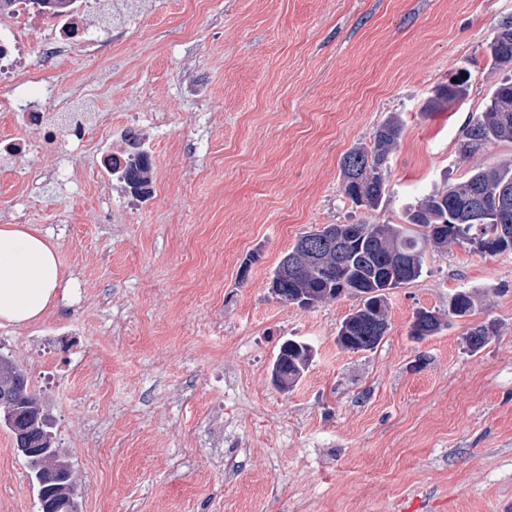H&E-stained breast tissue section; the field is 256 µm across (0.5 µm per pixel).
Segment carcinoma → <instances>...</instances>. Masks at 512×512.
I'll use <instances>...</instances> for the list:
<instances>
[{
	"mask_svg": "<svg viewBox=\"0 0 512 512\" xmlns=\"http://www.w3.org/2000/svg\"><path fill=\"white\" fill-rule=\"evenodd\" d=\"M491 70L512 68V23L499 19L486 43ZM471 78L457 73L439 85L426 110L442 112L465 99ZM403 122L391 113L375 130L370 144L352 146L340 172L343 194L355 207L376 210L389 198V162L398 147ZM512 143V76L501 78L484 107L472 115L459 143L460 159L468 164L461 180L424 195L409 207L401 224H327L299 236L274 270L271 287L283 304L308 301L316 307L351 297L357 304L341 322L337 343L353 352L370 351L388 329L390 291L424 272L426 248L446 250L466 245L482 255L512 250V156L495 164L480 160L485 148ZM479 300L473 289L448 296V315L421 308L410 335L420 340L440 333L451 320L470 315ZM491 328L477 326L465 340L471 351L489 341ZM304 341H285L272 367L273 384L285 391L294 386L312 361ZM12 374L18 383L0 389V424L11 432L17 452L37 485V512H78L72 470L63 449L56 446L52 422L28 377L9 357L0 354V376Z\"/></svg>",
	"mask_w": 512,
	"mask_h": 512,
	"instance_id": "obj_1",
	"label": "carcinoma"
}]
</instances>
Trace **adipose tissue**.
<instances>
[{"label": "adipose tissue", "mask_w": 512, "mask_h": 512, "mask_svg": "<svg viewBox=\"0 0 512 512\" xmlns=\"http://www.w3.org/2000/svg\"><path fill=\"white\" fill-rule=\"evenodd\" d=\"M50 235L32 224L0 225V324L39 319L68 285Z\"/></svg>", "instance_id": "obj_1"}]
</instances>
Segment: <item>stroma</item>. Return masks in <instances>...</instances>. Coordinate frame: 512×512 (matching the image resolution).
Listing matches in <instances>:
<instances>
[{"label":"stroma","mask_w":512,"mask_h":512,"mask_svg":"<svg viewBox=\"0 0 512 512\" xmlns=\"http://www.w3.org/2000/svg\"><path fill=\"white\" fill-rule=\"evenodd\" d=\"M512 0H104L52 66L73 111L139 115L152 207L128 213L97 145L65 131L0 158V224H35L70 286L40 320L0 325L68 454L79 512H504L512 506V251L428 250L393 290L388 329L352 352L344 297L277 301L273 270L312 226L399 224L408 203L462 178L458 143L498 74L482 46ZM468 98L426 102L459 67ZM393 112L391 198L352 208L340 162ZM257 254L248 274L240 265ZM471 316L416 341L418 309ZM494 328L470 352L464 338ZM313 361L279 391L287 339ZM0 512L37 491L0 427ZM479 294L473 289H460L448 297L447 315L440 311L421 308L416 311L410 326V336L415 339H425L440 333L444 326H449L453 319L469 316L476 307Z\"/></svg>","instance_id":"1"}]
</instances>
